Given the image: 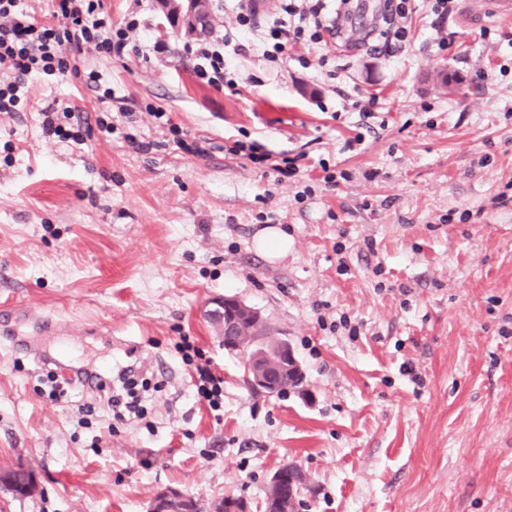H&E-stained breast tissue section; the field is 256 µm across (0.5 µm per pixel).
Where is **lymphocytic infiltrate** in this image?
Instances as JSON below:
<instances>
[{
	"label": "lymphocytic infiltrate",
	"mask_w": 512,
	"mask_h": 512,
	"mask_svg": "<svg viewBox=\"0 0 512 512\" xmlns=\"http://www.w3.org/2000/svg\"><path fill=\"white\" fill-rule=\"evenodd\" d=\"M61 24L38 22L22 6V0H0V70L7 79L0 83V112L15 111L28 91L32 75H78L72 55L88 47L104 56H123L138 21L112 29L101 17L100 0H54ZM325 0H284L285 20L269 29L273 49L269 61H277L287 44L321 43L324 36H337L338 18L326 11ZM223 34L211 33L193 51L196 77L214 87L226 78Z\"/></svg>",
	"instance_id": "1"
}]
</instances>
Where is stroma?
Masks as SVG:
<instances>
[{"instance_id":"1","label":"stroma","mask_w":512,"mask_h":512,"mask_svg":"<svg viewBox=\"0 0 512 512\" xmlns=\"http://www.w3.org/2000/svg\"><path fill=\"white\" fill-rule=\"evenodd\" d=\"M101 2L112 27L146 21L124 56L84 50L80 78L33 76L0 114V467L40 486L0 492V512H146L164 488L263 512L285 462L309 479L298 512H512V18L415 0L391 57L384 0H357L340 43L274 64V7L244 37L234 0H211L239 47L218 89L158 0ZM49 107L79 112L62 125L81 140L43 135ZM275 224L293 244L271 262L253 238ZM224 296L288 341L301 389L251 385L204 314ZM184 338L223 380L219 409ZM63 339L92 372L137 363L142 415L88 387L49 398L36 354Z\"/></svg>"}]
</instances>
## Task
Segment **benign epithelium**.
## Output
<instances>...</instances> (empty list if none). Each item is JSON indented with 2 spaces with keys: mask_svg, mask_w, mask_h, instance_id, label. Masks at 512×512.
<instances>
[{
  "mask_svg": "<svg viewBox=\"0 0 512 512\" xmlns=\"http://www.w3.org/2000/svg\"><path fill=\"white\" fill-rule=\"evenodd\" d=\"M159 3L163 12L175 22V31L180 35L196 36L201 28L210 25V14L204 10L206 0H159ZM213 305L208 316L213 322L224 324V349H252L248 375L254 388L274 395L288 379L302 380L301 366L287 341L276 340L268 344L244 328L247 322L261 323L262 318L255 310L228 296L214 300ZM297 476L300 477L298 486L307 484L306 474L298 466L287 463L275 471L269 489L278 490L283 484L294 482ZM197 509L198 503L191 496L176 489H166L154 497L147 512H196Z\"/></svg>",
  "mask_w": 512,
  "mask_h": 512,
  "instance_id": "1",
  "label": "benign epithelium"
}]
</instances>
